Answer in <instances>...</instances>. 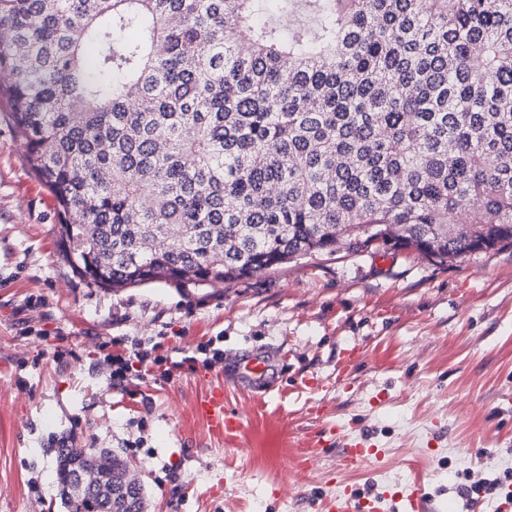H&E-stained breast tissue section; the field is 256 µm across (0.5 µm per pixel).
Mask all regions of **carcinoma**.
Instances as JSON below:
<instances>
[{
	"instance_id": "carcinoma-1",
	"label": "carcinoma",
	"mask_w": 512,
	"mask_h": 512,
	"mask_svg": "<svg viewBox=\"0 0 512 512\" xmlns=\"http://www.w3.org/2000/svg\"><path fill=\"white\" fill-rule=\"evenodd\" d=\"M300 3L310 33L281 24ZM0 72L100 288L512 241V0H0ZM56 453L59 486L94 455Z\"/></svg>"
}]
</instances>
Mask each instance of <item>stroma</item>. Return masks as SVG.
Returning <instances> with one entry per match:
<instances>
[{"label":"stroma","instance_id":"obj_1","mask_svg":"<svg viewBox=\"0 0 512 512\" xmlns=\"http://www.w3.org/2000/svg\"><path fill=\"white\" fill-rule=\"evenodd\" d=\"M0 101V512H65L55 448L105 449L146 512H322L345 484H420L433 512H499L512 488V244L444 263L375 244L231 284L99 288L57 249L52 194ZM156 359L112 386L104 355L132 339ZM223 362L182 365L197 346ZM252 356L272 387L236 375ZM220 386L243 422L216 437L192 404ZM334 428L384 449L359 470L339 448L299 465L286 430Z\"/></svg>","mask_w":512,"mask_h":512}]
</instances>
